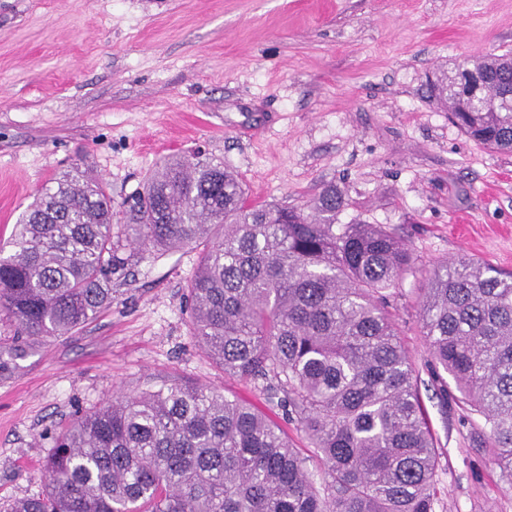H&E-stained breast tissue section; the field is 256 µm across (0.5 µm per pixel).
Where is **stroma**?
<instances>
[{"mask_svg": "<svg viewBox=\"0 0 512 512\" xmlns=\"http://www.w3.org/2000/svg\"><path fill=\"white\" fill-rule=\"evenodd\" d=\"M512 52V0H0V243L78 163L114 203L201 148L250 200L342 190L340 224H378L415 262L389 289L442 452L435 512H512L481 416L436 395L420 320L429 271L466 256L512 271V153L468 139L428 77ZM112 302L21 356L0 320V512L43 485L56 432L168 380L263 402L193 336L200 251L127 247Z\"/></svg>", "mask_w": 512, "mask_h": 512, "instance_id": "obj_1", "label": "stroma"}]
</instances>
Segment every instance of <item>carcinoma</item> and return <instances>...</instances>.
<instances>
[{
    "instance_id": "cac0c4a2",
    "label": "carcinoma",
    "mask_w": 512,
    "mask_h": 512,
    "mask_svg": "<svg viewBox=\"0 0 512 512\" xmlns=\"http://www.w3.org/2000/svg\"><path fill=\"white\" fill-rule=\"evenodd\" d=\"M479 99L443 74L431 96L478 144L512 152V55L465 61ZM325 187L311 212L248 198L200 153L175 155L129 201L73 167L19 217L0 249V316L28 341L65 336L112 300L130 244L202 247L190 278L192 333L224 373L262 381L308 436L301 455L260 406L180 381L113 398L53 444L41 491L11 512H434L439 459L420 380L386 290L413 257L377 224H338ZM421 320L436 367L489 429L487 451L512 491V272L461 257L433 270Z\"/></svg>"
}]
</instances>
